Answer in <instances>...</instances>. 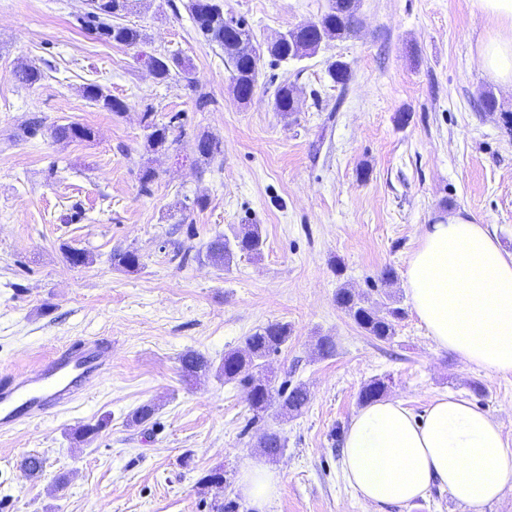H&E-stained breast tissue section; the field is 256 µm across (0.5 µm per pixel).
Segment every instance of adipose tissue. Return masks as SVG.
Listing matches in <instances>:
<instances>
[{
	"instance_id": "1",
	"label": "adipose tissue",
	"mask_w": 512,
	"mask_h": 512,
	"mask_svg": "<svg viewBox=\"0 0 512 512\" xmlns=\"http://www.w3.org/2000/svg\"><path fill=\"white\" fill-rule=\"evenodd\" d=\"M472 6L495 22L477 46L484 72L512 84V0H472ZM406 285L438 347L512 376V255L487 226L462 211L427 225L408 262ZM342 468L373 507L408 506L437 487L469 512H481L512 482V449L500 425L465 399L437 398L419 416L388 399L355 414Z\"/></svg>"
}]
</instances>
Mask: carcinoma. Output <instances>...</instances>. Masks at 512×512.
Returning a JSON list of instances; mask_svg holds the SVG:
<instances>
[{
	"label": "carcinoma",
	"instance_id": "cac0c4a2",
	"mask_svg": "<svg viewBox=\"0 0 512 512\" xmlns=\"http://www.w3.org/2000/svg\"><path fill=\"white\" fill-rule=\"evenodd\" d=\"M358 0H337L334 7L326 11L319 19L325 34L331 38H346L360 26ZM89 11L82 16L84 28L105 40L123 46H135L142 41L141 32L132 26L118 23L116 19L130 8L129 0H89ZM186 8L197 30L210 43H215L224 51V56L231 65V79L236 98L244 92L252 93L257 87L259 62L263 53L278 60L288 59V55L305 58L318 50V37L297 27L290 31V40L274 41L261 51L253 42L249 28L241 20L235 25L225 23L223 4L219 0H188ZM147 67L155 79L163 82L173 75H181L194 86L190 77L189 66L178 56L149 55L145 59ZM18 82L26 87H33L42 79V72L36 67H24L16 72ZM83 95L100 104L115 115H120L126 108L123 101L105 93L102 87L90 84L83 90ZM274 109L285 116L297 111V96L288 84L281 85L274 98ZM146 139L149 146L163 148L175 144L183 136V125L171 117L166 124L155 122L153 113L144 112L142 116ZM58 141L89 140L94 135L93 129L80 123L59 125L53 130ZM195 149L198 155L213 159L224 153L220 141L209 135L196 138ZM264 239L256 224H243L234 233L233 239L217 236L206 247L207 258L216 265H230L237 254L258 256L262 253ZM141 265L140 255L134 250L115 249L112 252V266L118 270L134 272ZM336 304L344 309L354 322L369 335L379 340H389L395 335L397 322L404 316L403 309L387 302H372L357 295L349 288L336 291ZM290 328L282 322H271L258 329L245 339V347L224 354L220 374L224 381L236 382L243 387L250 408L260 414L276 406L279 410L298 415L306 409L310 396L306 387L298 384L287 390L275 387L270 378H256L248 370L260 367L270 355L279 352L288 342ZM211 369V361L203 354L188 350L180 357V370L185 380H192L198 374ZM385 389L383 382L373 380L360 391L358 401L361 404L373 402ZM259 447L265 455L274 458L283 453L285 442L278 431L267 430L260 439Z\"/></svg>",
	"mask_w": 512,
	"mask_h": 512
}]
</instances>
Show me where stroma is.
<instances>
[{"mask_svg": "<svg viewBox=\"0 0 512 512\" xmlns=\"http://www.w3.org/2000/svg\"><path fill=\"white\" fill-rule=\"evenodd\" d=\"M187 0H136L125 24L144 44L116 45L83 30L86 0H0V371L30 370L82 339L107 342L100 377L71 405L0 431V512H211L214 499L238 512H374L348 486L342 436L371 380L384 396L422 412L435 398L469 399L502 427L512 447V376L472 366L438 348L416 315L406 270L426 225L460 210L488 225L512 254V87L490 79L477 43L493 29L471 0H359L362 24L322 43L300 62L264 57L256 91L238 101L223 51L205 42ZM328 0H224L257 43L318 20ZM189 62L161 82L143 54ZM348 64L347 85L331 62ZM42 79L21 86L16 72ZM299 110L273 109L281 83ZM100 85L126 109L113 115L87 100ZM492 93L493 112L480 97ZM180 115V144L149 150L141 117ZM93 129L86 141L59 142L55 126ZM222 155L200 160L197 136ZM157 178L141 185L144 167ZM203 197L191 225L183 204ZM257 224L261 257L213 265L207 243ZM89 253L74 267L65 248ZM116 249L136 251L137 271L113 268ZM182 258H175V251ZM393 268V284L380 273ZM373 300L393 294L405 316L389 341L358 327L336 304L340 287ZM270 322L291 336L267 359L277 382L305 385L298 416L255 417L240 385L217 370L225 352ZM331 337L333 356L318 354ZM214 368L192 384L180 377L186 350ZM157 407L143 425L130 414ZM88 424L92 439L78 438ZM274 429L286 441L269 458L257 442ZM44 458L27 476L20 461ZM261 464L279 478L263 508L243 496V470ZM224 486H203L208 471Z\"/></svg>", "mask_w": 512, "mask_h": 512, "instance_id": "obj_1", "label": "stroma"}]
</instances>
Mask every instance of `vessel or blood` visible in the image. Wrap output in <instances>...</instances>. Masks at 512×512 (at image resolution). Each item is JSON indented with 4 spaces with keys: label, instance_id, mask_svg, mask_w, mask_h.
Masks as SVG:
<instances>
[{
    "label": "vessel or blood",
    "instance_id": "1",
    "mask_svg": "<svg viewBox=\"0 0 512 512\" xmlns=\"http://www.w3.org/2000/svg\"><path fill=\"white\" fill-rule=\"evenodd\" d=\"M98 341L57 350L33 370L0 375V428L10 429L71 403L102 371Z\"/></svg>",
    "mask_w": 512,
    "mask_h": 512
}]
</instances>
